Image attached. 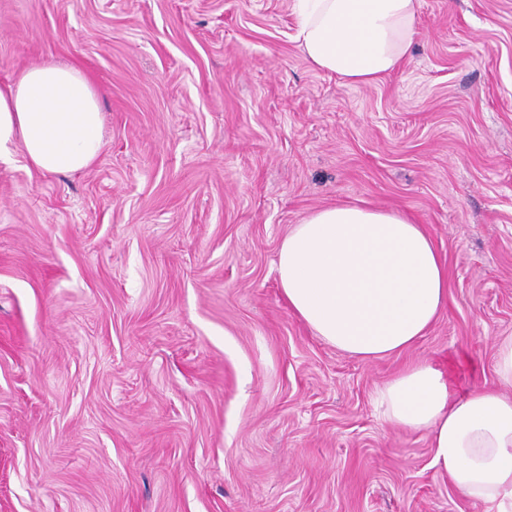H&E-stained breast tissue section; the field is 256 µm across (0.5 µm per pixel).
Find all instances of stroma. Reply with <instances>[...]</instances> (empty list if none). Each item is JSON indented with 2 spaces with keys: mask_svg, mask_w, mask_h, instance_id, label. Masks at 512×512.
<instances>
[{
  "mask_svg": "<svg viewBox=\"0 0 512 512\" xmlns=\"http://www.w3.org/2000/svg\"><path fill=\"white\" fill-rule=\"evenodd\" d=\"M404 64L316 71L291 0H0V84L96 87L86 171L0 161V512H485L384 422L405 365L493 382L512 335V0H421ZM340 203L406 212L448 308L359 361L288 308L281 240Z\"/></svg>",
  "mask_w": 512,
  "mask_h": 512,
  "instance_id": "stroma-1",
  "label": "stroma"
}]
</instances>
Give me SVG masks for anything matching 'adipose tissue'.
Here are the masks:
<instances>
[{
  "instance_id": "1",
  "label": "adipose tissue",
  "mask_w": 512,
  "mask_h": 512,
  "mask_svg": "<svg viewBox=\"0 0 512 512\" xmlns=\"http://www.w3.org/2000/svg\"><path fill=\"white\" fill-rule=\"evenodd\" d=\"M420 0H292L296 40L314 69L370 84L394 72L419 36ZM99 101L76 67L50 61L0 85V160L19 148L42 173L88 169L102 150ZM278 282L292 313L324 342L370 362L426 336L448 306V269L424 225L401 211L336 204L284 237ZM497 384L456 394L424 360L384 383L390 425L426 432L432 464L485 512H512V336Z\"/></svg>"
}]
</instances>
